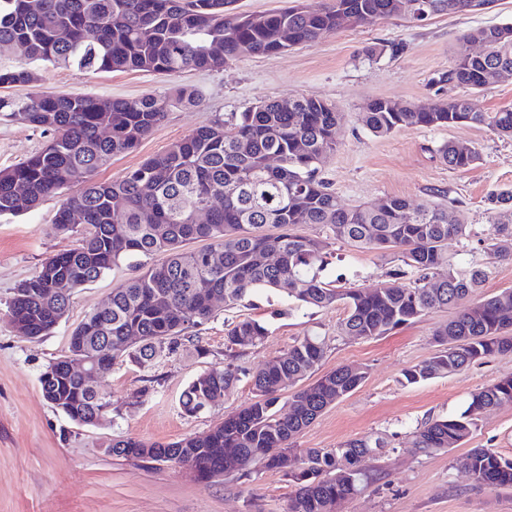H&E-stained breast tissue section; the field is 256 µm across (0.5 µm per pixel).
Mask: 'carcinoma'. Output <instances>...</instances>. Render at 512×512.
<instances>
[{"instance_id": "obj_1", "label": "carcinoma", "mask_w": 512, "mask_h": 512, "mask_svg": "<svg viewBox=\"0 0 512 512\" xmlns=\"http://www.w3.org/2000/svg\"><path fill=\"white\" fill-rule=\"evenodd\" d=\"M406 5L412 21L424 2L429 12L466 14L489 10L495 0H297L270 12L236 11L237 0H0V56L20 48L27 62L0 69V88L36 81L30 62L74 66L86 72L141 71L171 76L188 70L217 71L243 53L274 55L314 44L330 32L374 25ZM480 44V51L468 46ZM512 70V23L463 34L450 69L438 82L468 89L487 86L483 74ZM194 107L201 95L181 86L175 99L145 94L133 98L44 92L26 98L0 96V114L50 133L48 143L26 160L0 169V215H19L57 197L53 219L60 233L86 231L76 247L45 260L40 271L15 288L9 302L19 334L40 339L67 317L72 294L54 284L67 275L82 288L135 256H151L145 271L112 289L110 305L90 312L72 331L79 350L110 372L116 365L150 368L163 357L191 348L209 350L195 331L213 315V304L234 309L254 291H278L304 306H341L342 336L373 339L436 309L461 307L434 333L437 350L404 371L409 383L445 377L493 357H512V289L486 299L476 295L488 263L458 267L448 241L471 235L458 211L448 217L446 193L412 206L388 197L365 205L343 203L320 175L326 155L339 146V119L327 102L307 97L266 100L243 112L216 118L145 159L112 182L97 180L99 168L137 148L166 118L172 103ZM375 137L409 126L482 125L512 137V107L475 112L455 98L434 112L412 105L398 112L377 99L359 113ZM451 170L479 160L475 146L448 141L436 149ZM279 165L273 167L270 158ZM496 236L512 238V189L490 198ZM298 224L328 230L360 250L391 253L400 266L391 277L409 279L363 288H337L319 277L324 242L293 232ZM207 246L188 250L186 244ZM264 323L252 317L231 322L224 336L230 360L194 378L180 404L189 416L224 399L248 377L254 398L204 437L147 443L117 436L105 452L125 460L172 463L200 483L240 477L260 463L282 473L294 487L285 512H333L336 500L366 491L381 479L377 463L389 452L383 436L347 440L335 448H295L299 435L329 406L360 388L367 371L340 365L280 401V392L310 378L325 357L327 336H305L287 355L252 373L232 357L261 345ZM44 398L71 421L97 425L112 402L98 387L63 373L40 381ZM512 404V375L471 394L458 415L431 419L416 429L413 447L445 452L477 431L479 415ZM266 448L282 454L267 456ZM459 465L478 488L512 489V458L491 448H471Z\"/></svg>"}]
</instances>
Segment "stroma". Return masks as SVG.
Instances as JSON below:
<instances>
[{
  "label": "stroma",
  "instance_id": "stroma-1",
  "mask_svg": "<svg viewBox=\"0 0 512 512\" xmlns=\"http://www.w3.org/2000/svg\"><path fill=\"white\" fill-rule=\"evenodd\" d=\"M505 22H512V0H496L487 11L439 15L420 25L386 19L329 33L316 44L281 54L242 55L218 71L168 77L135 71L91 74L39 62L33 66L37 81L14 86L10 93L18 98L38 92L131 98L168 95L178 85L199 90L198 108L171 106L134 152L100 168L97 178L102 182L119 179L216 116L244 111L268 98L327 101L339 116L340 145L323 160L321 170L341 200L357 205L399 197L416 205L433 190L446 191L471 226L468 243L449 242L447 251L466 264L487 259L485 246L494 236L495 219L488 197L512 189V138L473 124L405 127L376 137L358 118L375 99L418 104L463 96L477 112L512 107V76L481 90L437 81L453 64L463 33ZM48 140V134L23 121L0 118V168L38 152ZM447 141L477 147L479 162L466 170L448 169L435 156ZM57 207V199L50 198L28 213L0 217V512H284L292 488L280 472L263 466L246 478L202 484L181 468L146 466L106 452L119 435L162 443L206 435L247 404L253 392L246 378L223 401L197 415H185L179 403L197 375L224 361L225 325L243 317L261 320L269 331L262 345L238 357V365L249 370L283 357L295 340L313 335L330 339L319 373L342 364L368 370L362 387L327 408L296 442L302 449L333 448L371 434L390 441L385 478L342 501L338 512H512V489L477 488L458 465L465 448L425 455L413 446V433L425 420L461 413L474 391L512 373V357H498L446 377L406 382L404 371L434 353L433 334L456 316L453 307L429 312L383 336L357 339L338 335L344 316L340 306L301 308L266 291L231 310L218 301L214 318L199 332L210 357L184 350L159 359L148 371L115 367L103 383L112 398L108 420L99 426L70 421L44 399L39 376L52 359L66 354L72 330L113 288L135 276L137 268L121 264L76 290L67 318L49 336H20L8 312L14 289L77 240L54 229ZM397 265L393 256L330 238L321 275L342 287H366L387 281ZM468 446L512 457V406L484 412Z\"/></svg>",
  "mask_w": 512,
  "mask_h": 512
}]
</instances>
